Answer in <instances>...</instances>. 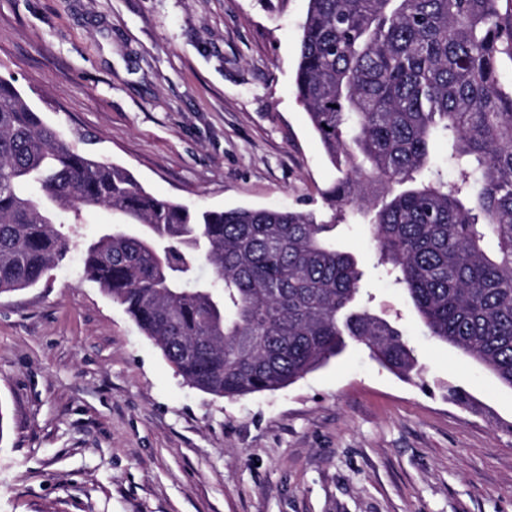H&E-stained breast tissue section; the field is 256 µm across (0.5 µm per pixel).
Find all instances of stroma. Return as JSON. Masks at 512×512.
I'll list each match as a JSON object with an SVG mask.
<instances>
[{
    "label": "stroma",
    "instance_id": "stroma-1",
    "mask_svg": "<svg viewBox=\"0 0 512 512\" xmlns=\"http://www.w3.org/2000/svg\"><path fill=\"white\" fill-rule=\"evenodd\" d=\"M308 0H0V75L82 152L188 207L336 220L361 297L407 336L274 392L186 382L80 251L0 294V512H512V389L431 340L295 92ZM468 392L457 404L449 388Z\"/></svg>",
    "mask_w": 512,
    "mask_h": 512
}]
</instances>
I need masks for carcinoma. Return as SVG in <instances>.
<instances>
[{"instance_id":"cac0c4a2","label":"carcinoma","mask_w":512,"mask_h":512,"mask_svg":"<svg viewBox=\"0 0 512 512\" xmlns=\"http://www.w3.org/2000/svg\"><path fill=\"white\" fill-rule=\"evenodd\" d=\"M504 57L512 0H309L295 86L341 173L328 206L371 214V238L429 336L512 388ZM102 207L125 228L84 245V275L193 386L230 399L275 391L351 342L403 378L417 372L402 332L361 305L358 261L331 242L336 225L158 199L125 167L73 148L0 77V293L47 277L70 254L69 225Z\"/></svg>"}]
</instances>
